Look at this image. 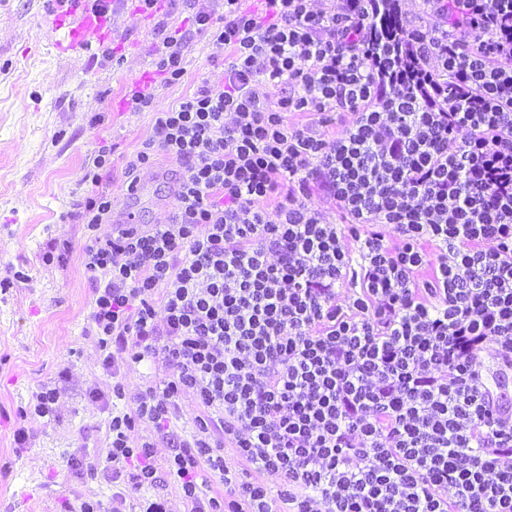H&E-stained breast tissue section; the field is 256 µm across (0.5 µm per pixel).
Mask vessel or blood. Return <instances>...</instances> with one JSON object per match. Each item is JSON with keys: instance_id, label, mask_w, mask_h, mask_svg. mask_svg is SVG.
I'll list each match as a JSON object with an SVG mask.
<instances>
[{"instance_id": "1", "label": "vessel or blood", "mask_w": 512, "mask_h": 512, "mask_svg": "<svg viewBox=\"0 0 512 512\" xmlns=\"http://www.w3.org/2000/svg\"><path fill=\"white\" fill-rule=\"evenodd\" d=\"M110 26V16L98 12L92 0H63L49 30L67 48L89 49L109 37Z\"/></svg>"}]
</instances>
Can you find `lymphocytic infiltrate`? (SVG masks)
Returning <instances> with one entry per match:
<instances>
[{
  "mask_svg": "<svg viewBox=\"0 0 512 512\" xmlns=\"http://www.w3.org/2000/svg\"><path fill=\"white\" fill-rule=\"evenodd\" d=\"M389 2L195 13L224 81L155 113L126 162L130 197L156 155L179 163L170 222L112 224V151L95 155L82 261L124 404L106 460L131 492L175 484L189 512H512V0ZM158 358L166 377L130 389ZM143 423L156 439L133 441Z\"/></svg>",
  "mask_w": 512,
  "mask_h": 512,
  "instance_id": "lymphocytic-infiltrate-1",
  "label": "lymphocytic infiltrate"
}]
</instances>
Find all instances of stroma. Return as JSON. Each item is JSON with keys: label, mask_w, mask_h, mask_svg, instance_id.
<instances>
[{"label": "stroma", "mask_w": 512, "mask_h": 512, "mask_svg": "<svg viewBox=\"0 0 512 512\" xmlns=\"http://www.w3.org/2000/svg\"><path fill=\"white\" fill-rule=\"evenodd\" d=\"M215 0H114L108 47L60 51L47 34L54 15L46 0H0V279L26 280L0 293V512H68L84 499L111 506L127 478L113 479L105 461L112 378L90 327L93 280L81 254L79 204L101 146L112 167L100 174L122 209L124 160L152 133L153 114L191 95L201 81L219 85L223 51L190 22ZM184 35L185 75L166 82L157 53L171 31ZM150 86L153 112L135 111L131 87ZM179 167L158 156L140 174L146 191L142 224L165 222L168 184ZM57 389L53 417H19L41 386ZM28 440L18 444L17 431ZM94 464L74 474L68 462Z\"/></svg>", "instance_id": "stroma-1"}]
</instances>
